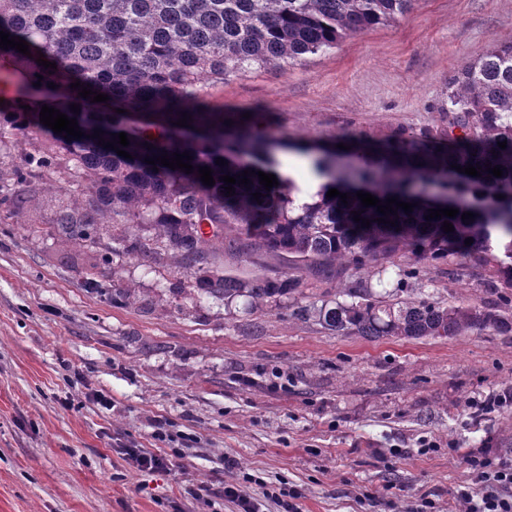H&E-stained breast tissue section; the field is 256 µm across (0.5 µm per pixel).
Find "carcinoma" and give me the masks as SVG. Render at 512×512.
I'll return each instance as SVG.
<instances>
[{
  "label": "carcinoma",
  "mask_w": 512,
  "mask_h": 512,
  "mask_svg": "<svg viewBox=\"0 0 512 512\" xmlns=\"http://www.w3.org/2000/svg\"><path fill=\"white\" fill-rule=\"evenodd\" d=\"M415 0H0V31L28 42L31 55L0 48V144L7 135L44 140L8 170L0 171V224H19L43 193L55 195L48 233L98 249V264L112 262L114 224H152L156 239L172 250L176 267L204 263L209 247L228 244L251 259L277 253L291 265L338 275L347 265L361 273L400 252L418 262L455 257L491 271L490 287L512 288V39L493 44L448 83V131L422 139L395 137L376 145L347 136L335 145H296L310 160L314 177L327 184L306 192L281 169L280 143L271 137L264 114L215 107L208 88L252 68L298 62L346 36L390 23L408 13ZM54 62L44 68L37 59ZM43 79H38V76ZM40 82L35 87L33 83ZM106 94V102L79 96L74 82ZM56 88L48 87V83ZM80 106V113L70 105ZM30 109L25 110L23 106ZM78 122L85 136L64 137L40 123L42 106ZM187 113L189 126L175 125ZM233 124L226 125L224 121ZM101 138L92 137L96 130ZM125 132L126 159L101 146ZM506 142V148L498 143ZM154 145L147 149L145 143ZM188 152L194 172L153 166L144 159ZM358 155L353 164L349 157ZM222 158L226 164L219 166ZM482 167L472 177L452 164ZM501 166L497 178L484 167ZM213 170L215 185L202 183L197 169ZM262 171L276 176L270 190L234 184L226 193L222 175ZM351 196L327 197L329 188ZM381 201L398 198L413 211L385 217L364 207L356 193ZM264 194L257 203L253 193ZM455 208L454 218L425 219L428 210ZM370 220L354 221L353 212ZM475 214L473 220L461 214ZM453 225L446 233L444 222ZM216 230L205 232L204 226ZM473 239L470 245L465 239ZM85 285L112 300L131 295L114 288L100 272ZM197 290L224 301L243 300L258 312L298 290L286 275L239 280L202 276ZM400 289L375 293L348 290L347 301L299 306L292 316L312 315L325 328L369 338L460 336L491 328L512 333V316L497 304L444 306L406 301Z\"/></svg>",
  "instance_id": "1"
}]
</instances>
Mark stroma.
<instances>
[{
	"mask_svg": "<svg viewBox=\"0 0 512 512\" xmlns=\"http://www.w3.org/2000/svg\"><path fill=\"white\" fill-rule=\"evenodd\" d=\"M509 37L512 0H415L396 22L305 61L230 77L209 101L266 113L288 145L283 167L301 178L309 170L292 144L447 128L449 77ZM53 219L46 199L23 223L0 224V512H231L221 489L247 474L297 492L301 512H456L474 481L449 444L512 458V335L367 338L291 316L399 283L408 301L497 300L512 314V288L491 291L488 271L401 253L328 281L275 254L210 249L204 270L299 281L249 313L200 296L202 269L175 267L152 225L116 224L107 274L135 295L108 302L83 286L93 251L49 234ZM494 396L502 404L477 410ZM128 445L173 464L141 474Z\"/></svg>",
	"mask_w": 512,
	"mask_h": 512,
	"instance_id": "1",
	"label": "stroma"
}]
</instances>
